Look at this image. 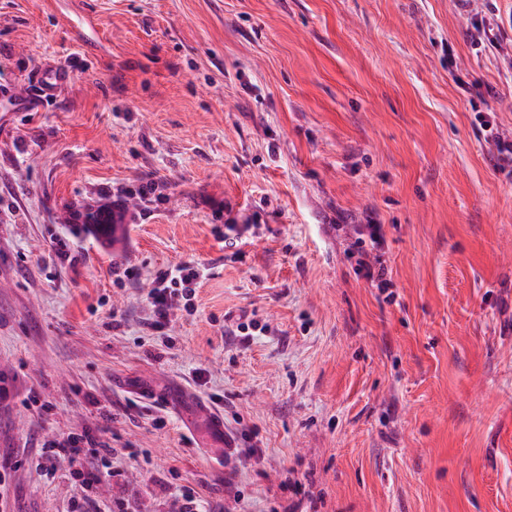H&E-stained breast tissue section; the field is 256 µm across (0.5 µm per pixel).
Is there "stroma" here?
Segmentation results:
<instances>
[{"instance_id":"obj_1","label":"stroma","mask_w":512,"mask_h":512,"mask_svg":"<svg viewBox=\"0 0 512 512\" xmlns=\"http://www.w3.org/2000/svg\"><path fill=\"white\" fill-rule=\"evenodd\" d=\"M484 26L496 45H474ZM55 68L69 80L48 98ZM498 137L512 0H0V376L21 395L0 409V464L17 512L83 496L23 463L75 429L112 448L99 493L132 512H170L183 485L210 512H512ZM125 189L112 242L82 238L74 212ZM370 220L388 295L355 269ZM64 232L77 266L48 255ZM189 260L210 269L196 312L145 335L156 270ZM116 262L137 277L113 284ZM243 315L248 335L225 333ZM212 402L234 451L202 434Z\"/></svg>"}]
</instances>
